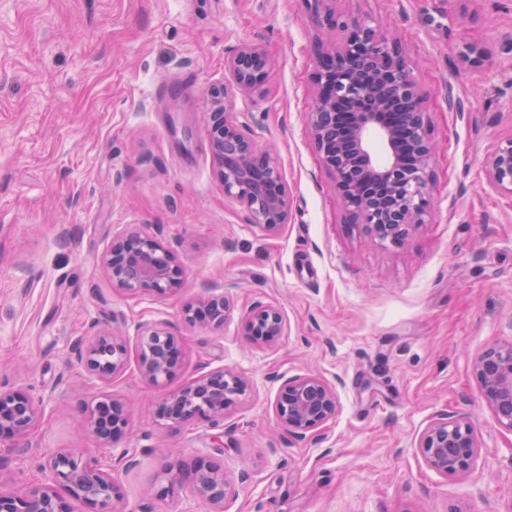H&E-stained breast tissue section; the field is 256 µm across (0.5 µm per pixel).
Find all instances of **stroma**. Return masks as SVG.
<instances>
[{
  "instance_id": "stroma-1",
  "label": "stroma",
  "mask_w": 512,
  "mask_h": 512,
  "mask_svg": "<svg viewBox=\"0 0 512 512\" xmlns=\"http://www.w3.org/2000/svg\"><path fill=\"white\" fill-rule=\"evenodd\" d=\"M349 7L401 41L438 145L429 220L400 248L346 224L308 132L315 51L335 39L309 0H0V387L45 405L27 436L0 441V492L45 483V457L70 452L116 469L124 512H211L185 477L200 458L234 481L223 512H512V431L472 368L512 340V196L484 173L512 138V0ZM249 42L272 66L234 107L278 151L291 207L275 235L225 197L208 146L210 91L231 83L224 60ZM468 44L488 63L463 64ZM143 224L184 270L170 294H124L102 265L113 237ZM211 292L233 303L223 328L183 322ZM257 305L284 315L276 345L244 334ZM152 321L183 346L170 384H146L133 359L104 382L70 358L92 327L132 339ZM217 365L247 384L223 430L158 417L170 387ZM309 373L337 385L340 407L296 440L272 404L283 380ZM105 394L128 401L109 447L83 412ZM444 412L477 432L469 475L436 473L417 447Z\"/></svg>"
}]
</instances>
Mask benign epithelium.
Instances as JSON below:
<instances>
[{"label": "benign epithelium", "mask_w": 512, "mask_h": 512, "mask_svg": "<svg viewBox=\"0 0 512 512\" xmlns=\"http://www.w3.org/2000/svg\"><path fill=\"white\" fill-rule=\"evenodd\" d=\"M337 2L311 0L317 23L339 32V37L318 58L315 100L306 123L333 176L346 222L382 244L400 246L410 230L426 223L430 212L429 168L437 144L429 133L427 97L409 69L401 43L368 19L337 8ZM486 59L481 47H464V64L480 66ZM224 66L233 82L211 90L207 119L217 176L224 195L249 214L251 223L276 234L287 223L290 206L277 154L247 136L234 111L237 95L262 88L270 60L259 45L246 43L227 57ZM484 171L494 188L512 195V138L486 157ZM102 263L112 285L128 295H164L177 288L183 276L160 231L143 227L112 238ZM231 310L227 295L210 294L185 305L182 317L217 329ZM244 332L251 341L272 346L285 336L286 323L279 308L256 307L245 317ZM136 346L138 368L149 385L171 379L181 368L182 344L166 323L140 324ZM72 352L88 373L111 380L125 368L128 343L102 329L79 339ZM474 373L497 421L512 431V342L477 356ZM246 389L240 376L217 366L170 391L161 410L174 424L200 420L219 428ZM338 411L336 385L315 374L286 379L274 400L277 424L297 439L317 436ZM42 414L43 402L27 391L0 388L1 440L28 434ZM84 414L87 430L102 446L116 443L128 425L126 403L115 395ZM418 448L435 472L465 476L477 462L479 439L465 415L445 413L423 430ZM43 467L48 483L25 494L0 492V512H66L62 490L84 499L90 512H123L118 508L122 493L117 480L96 461L57 452ZM229 486L219 464L201 460L193 468L192 488L205 504L224 503Z\"/></svg>", "instance_id": "7a95c632"}]
</instances>
